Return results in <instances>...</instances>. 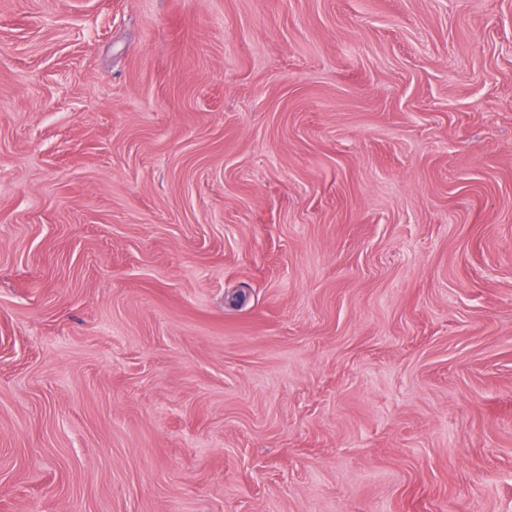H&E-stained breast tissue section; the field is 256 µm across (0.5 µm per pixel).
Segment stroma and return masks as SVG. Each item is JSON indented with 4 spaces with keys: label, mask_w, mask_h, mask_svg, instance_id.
Returning a JSON list of instances; mask_svg holds the SVG:
<instances>
[{
    "label": "stroma",
    "mask_w": 512,
    "mask_h": 512,
    "mask_svg": "<svg viewBox=\"0 0 512 512\" xmlns=\"http://www.w3.org/2000/svg\"><path fill=\"white\" fill-rule=\"evenodd\" d=\"M0 512H512V0H0Z\"/></svg>",
    "instance_id": "35a3bbf8"
}]
</instances>
